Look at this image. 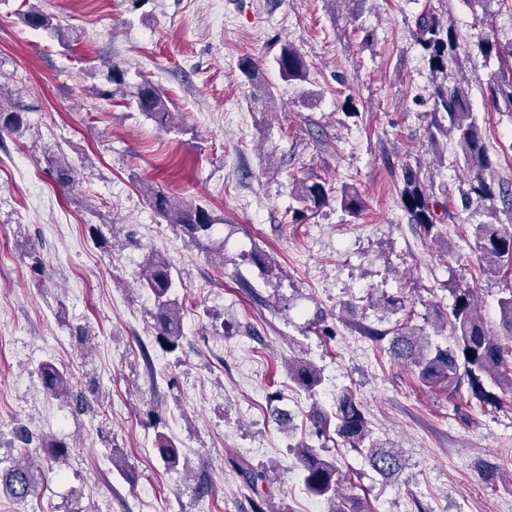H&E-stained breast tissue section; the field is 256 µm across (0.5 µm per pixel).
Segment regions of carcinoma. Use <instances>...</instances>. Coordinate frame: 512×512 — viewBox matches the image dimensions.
Masks as SVG:
<instances>
[{
    "label": "carcinoma",
    "instance_id": "obj_1",
    "mask_svg": "<svg viewBox=\"0 0 512 512\" xmlns=\"http://www.w3.org/2000/svg\"><path fill=\"white\" fill-rule=\"evenodd\" d=\"M416 43L430 69L446 76L432 94L425 132L428 142L438 150L442 141L453 138L456 143L457 167L467 172L466 188L461 190L462 206L480 220L473 224V236L480 251L482 268L491 273L512 269V223L500 221L499 208L512 211V184L500 179L496 161L485 144V133L473 112L469 89L465 88L452 69L458 63L459 44L456 29L449 19L426 11L415 22ZM474 52L483 66L497 62V69L486 82L483 95L492 107L512 117V42L503 44L493 33L478 37ZM280 78L288 83L303 84L309 79V64L291 43L281 45L276 57ZM106 82L98 95L107 99L123 91L124 70L111 64ZM137 109L162 128L175 124L176 113L168 97L149 80L143 81L135 93ZM23 127L21 112L13 104H5L0 94V132L15 134ZM144 191L153 212L174 225L192 240L201 243L212 237L216 221L207 208L184 201L160 187L145 185ZM400 201L409 222L430 234L448 219V207L437 200L432 186L425 184L420 172L405 166L402 172ZM292 194L299 208L293 214L317 211L329 202L342 212L357 218L365 210L362 195L352 186L339 189L319 181L297 182ZM178 273L168 259L152 256L147 259L141 276V286L154 301V321L157 334L171 350L180 346L183 338L182 304L176 294ZM450 303L442 309L435 306L433 314L422 315L424 324L413 325L407 320L393 331L388 352L391 358L407 365L417 381L426 387L456 390L467 386L469 398L481 404H496L499 394H512V348L502 337L512 339V288L498 298L499 325L503 334L488 328L484 310L475 289L462 286L454 275L444 284ZM432 330H427L426 326ZM43 387L53 398H74L75 408H88L85 398L73 395L72 377L68 371L51 361L40 367ZM288 379L298 387L311 391L322 382V371L307 360H288ZM336 437L345 446L364 454L372 469L382 478L397 476L403 466L400 452L390 443L373 439L370 422L361 405L346 391L336 398ZM331 419L324 416L314 423V431L295 445L297 469L306 490L327 504V512H367L364 502L344 492L347 474L336 460L325 455L313 438L322 435ZM38 448L56 464L69 455V445L55 437H41ZM154 448L170 470L178 468L181 452L174 439L159 432ZM29 450L0 471V487L16 500H24L36 488L37 470L26 461ZM242 480L253 490L268 480L267 470L245 460L235 462Z\"/></svg>",
    "mask_w": 512,
    "mask_h": 512
}]
</instances>
